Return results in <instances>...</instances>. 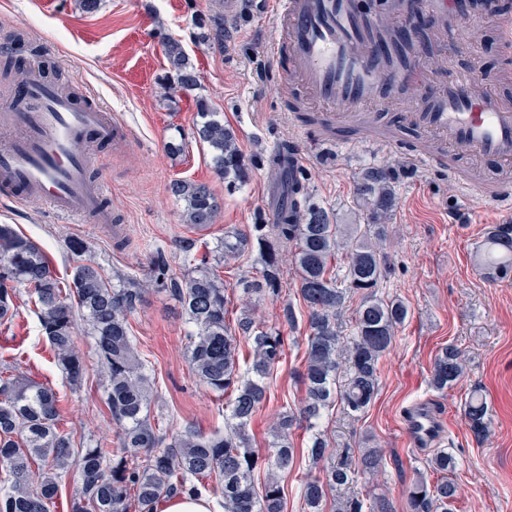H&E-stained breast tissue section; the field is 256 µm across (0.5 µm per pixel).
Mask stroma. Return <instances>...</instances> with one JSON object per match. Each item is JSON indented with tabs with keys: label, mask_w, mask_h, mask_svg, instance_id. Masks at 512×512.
I'll return each instance as SVG.
<instances>
[{
	"label": "stroma",
	"mask_w": 512,
	"mask_h": 512,
	"mask_svg": "<svg viewBox=\"0 0 512 512\" xmlns=\"http://www.w3.org/2000/svg\"><path fill=\"white\" fill-rule=\"evenodd\" d=\"M100 0L98 9L82 11L78 0H0V42L11 45L0 53L18 61V72L0 70V105H20L21 73L33 65L46 68L47 78L82 82L126 125L130 140L124 151H106L103 168L111 191L112 224H80L56 216L45 202L0 203V224L37 242L60 279L73 267L68 239L84 241L87 254L105 274L120 273L139 280L153 277L154 262L164 257L169 275L181 276L184 255L178 243L196 240L214 245L225 232L245 230L265 211L264 191L272 177L262 160L277 143L300 145L301 178L312 202L324 207L331 220L361 224L365 212L356 204L358 178L368 168H384L395 177L396 205L383 244L387 270L379 287L383 296L402 298L411 314L397 331L385 356L377 396L359 418L342 405L326 413L323 428L332 462L356 461L360 448L380 447L384 467L378 477L356 473L341 496L373 502L387 496L394 512H407L405 490L417 472L427 469L433 448L410 446L402 416L418 402L436 407L445 431L440 445L459 465L452 478L457 486V512H512V272L484 269L477 251L494 226L511 218L497 205L463 194L447 166L416 169L404 152L423 147L418 129L406 125L403 105L380 106L368 127L343 130L345 146L326 147L288 112L287 97L277 85L270 45L272 15L255 8L254 0ZM224 18L223 46L198 38L200 26L213 16ZM181 41L200 73L199 93L233 128L241 150L254 167L238 187L218 180L209 166L210 154L192 136L196 108L192 96L170 89L166 38ZM463 42L452 47L431 41L423 66L422 87L444 81L445 61L473 71L502 97L512 99V83L500 84L511 62L494 28L466 24ZM475 41L468 52L465 42ZM182 142L170 153L169 142ZM209 184L223 208L213 226L195 230L181 221V206L170 196L172 180ZM279 297L251 303L232 294L230 318L254 308L266 327L279 329L285 354L274 373L267 402L256 413L250 432L257 448L270 438L269 427L280 414L295 408L303 390L306 312L297 305V274L292 263L282 266ZM28 290H18V314L0 324V363L22 375L55 387L60 393L61 427L93 444L112 438V421L97 368L89 366L79 389H71L42 339L28 307ZM294 302L295 326L282 323L284 304ZM131 334L156 377L151 414L174 434L193 426L209 434L224 428V406L191 374L186 353L187 323L179 301L166 292L149 291L130 319ZM456 344L465 360L461 381L446 392L429 385L438 350ZM479 389L487 407V433L476 440L464 415V402ZM307 435L296 431V462L283 481L285 512H302L300 491L307 476L318 475L307 456Z\"/></svg>",
	"instance_id": "obj_1"
}]
</instances>
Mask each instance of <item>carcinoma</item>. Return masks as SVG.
I'll return each mask as SVG.
<instances>
[{
  "instance_id": "1",
  "label": "carcinoma",
  "mask_w": 512,
  "mask_h": 512,
  "mask_svg": "<svg viewBox=\"0 0 512 512\" xmlns=\"http://www.w3.org/2000/svg\"><path fill=\"white\" fill-rule=\"evenodd\" d=\"M201 40L223 44L224 17L210 19ZM165 55L172 89L197 90L198 75L182 43L168 39ZM197 102L193 135L209 148L215 175L246 182L249 166L234 131L224 126L205 98L200 96ZM390 180L385 169L364 173L358 191L367 211L365 224H332L322 206L305 198L282 222L253 224L247 231L226 235L209 254L198 253L192 242L181 245L188 268L179 277L158 271L153 285L177 297L191 326L186 336L189 367L208 390L224 398L228 411L224 432L208 435L187 426L169 441L151 422L152 381L130 336L129 317L148 287L133 278L104 276L86 257L84 244L76 241L67 244L75 266L71 282L63 286L38 243L14 225L0 224V324L18 313L17 286L31 289L40 335L69 384L77 388L86 379L83 356L75 344L76 314H81L94 341L98 385L117 425L115 445L79 447L73 435L60 428L55 388L0 369V512H50L72 470L78 474L79 491L70 501V512H156L165 498L183 495H211L224 512H284L280 476L294 464L292 434L302 425L310 432L308 457L324 473L304 481V512H365L357 497L328 503V491L349 484L357 468L378 473L382 455L370 447L360 451L355 468L346 461L330 463L320 423L337 402L352 417L366 412L378 392L380 362L395 344L397 328L409 318L403 300L378 295L386 270L378 242L387 237L385 220L395 202ZM169 192L183 204V223L197 230L214 223L220 202L208 184L176 179ZM282 244L293 246L297 294L307 311L300 373L305 396L296 411L273 422L269 450L261 456L252 448L248 427L267 400L269 380L284 355V339L249 313L241 314L234 327L227 322L230 301L214 261L257 252L260 275L239 278L237 287L247 297H275L281 286ZM487 244L490 264L512 266L511 224L488 235ZM342 250L347 265L340 275L332 260ZM358 292L362 298L353 329L345 336L339 315ZM244 342L249 350L242 362ZM342 359L349 369L345 383L339 385L336 374ZM463 372L461 351L450 344L433 360L430 386L445 392ZM464 413L475 437H481L487 428V406L478 392L465 400ZM457 465L455 456L437 450L428 463L429 476L416 479L406 491L408 512H453L456 486L448 474ZM259 469L260 491L255 487Z\"/></svg>"
}]
</instances>
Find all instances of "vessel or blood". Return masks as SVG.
I'll return each instance as SVG.
<instances>
[{"label": "vessel or blood", "mask_w": 512, "mask_h": 512, "mask_svg": "<svg viewBox=\"0 0 512 512\" xmlns=\"http://www.w3.org/2000/svg\"><path fill=\"white\" fill-rule=\"evenodd\" d=\"M427 16L437 39L458 44L469 22L497 28L505 50H512V10L504 0H392L381 17L363 0H275V35L270 47L279 62L280 88L304 89L327 105L324 127L359 123L366 106L408 100L419 62L413 56L378 57L379 43H395L403 23ZM406 120L424 129L432 151H408L421 168L435 167L461 151L501 161L493 176L455 173L464 194L476 195L512 211V101L488 91L471 72L448 67L445 82L422 97L420 111ZM126 126L98 99L46 79L41 69L27 76L22 108L0 113V200L38 199L58 215L80 222L112 223L104 208L105 180L97 176V143L124 149ZM288 169V192H271L266 211L279 222L287 206L299 204L304 159L297 142L271 152ZM414 447L435 443L442 432L437 410L420 402L402 417Z\"/></svg>", "instance_id": "b4317fda"}]
</instances>
